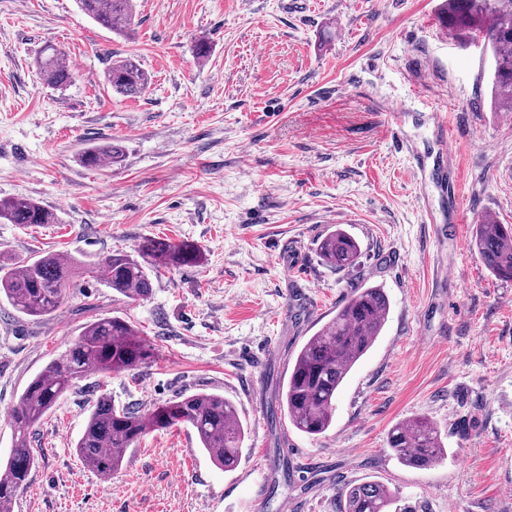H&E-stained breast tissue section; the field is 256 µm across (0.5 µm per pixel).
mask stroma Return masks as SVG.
Returning a JSON list of instances; mask_svg holds the SVG:
<instances>
[{"label": "stroma", "instance_id": "obj_1", "mask_svg": "<svg viewBox=\"0 0 512 512\" xmlns=\"http://www.w3.org/2000/svg\"><path fill=\"white\" fill-rule=\"evenodd\" d=\"M125 39L75 0H0V198L56 216L0 224V254L97 261L146 237L189 242L202 259L159 271L131 301L102 281L69 282L33 320L0 308V460L7 412L87 322L120 316L157 358L92 373L36 428L38 454L15 512H252L244 470L287 476L264 512H337L348 483L379 480L390 512H512V282L469 248L482 216L512 225V112L492 104L490 51L460 37L444 0H135ZM210 46L198 60V43ZM64 49V88L37 69ZM152 75L141 97L103 84L116 58ZM448 120L447 174L430 114ZM120 165L83 167L90 145ZM463 204L448 218L447 192ZM342 228L360 264L338 270L317 242ZM382 287L387 322L346 378L330 428L312 438L267 412L304 341L356 288ZM308 319L295 321L298 306ZM218 393L247 435L237 468L217 467L187 425L152 431L111 480L75 444L97 398L148 410L180 393ZM418 416L447 457L399 462L387 434ZM123 156L122 147L110 141L85 149L80 156V162L86 168L101 169L120 165Z\"/></svg>", "mask_w": 512, "mask_h": 512}]
</instances>
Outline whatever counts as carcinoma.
Masks as SVG:
<instances>
[{
    "label": "carcinoma",
    "instance_id": "cac0c4a2",
    "mask_svg": "<svg viewBox=\"0 0 512 512\" xmlns=\"http://www.w3.org/2000/svg\"><path fill=\"white\" fill-rule=\"evenodd\" d=\"M81 12L118 35L130 31L134 0H76ZM448 25L478 37L492 50L495 62L492 96L499 110L512 112V0H447ZM40 74L50 84L66 86L73 73L65 53L47 44L38 61ZM104 83L126 98L144 94L151 76L132 57L113 61L104 71ZM123 150L106 142L85 149L80 162L101 169L122 162ZM37 226L54 217L39 202L28 198L0 199V223ZM472 247L491 274L512 281V225L483 218L475 225ZM322 260L338 269L359 263L360 245L346 230L337 228L318 243ZM200 253L194 246L145 237L136 254L114 251L93 263L69 254L46 253L20 265L0 259V302L33 319L52 315L62 304L66 285L75 274L102 278L107 287L129 300L151 296V271L157 267L194 266ZM390 304L383 288H357L336 308V315L310 336L298 351L278 394L279 407L299 432L317 437L332 423L336 395L356 363L380 335ZM155 360L154 347L119 316H103L83 327L65 353L49 363L21 393L11 412L13 449L0 463V512H14L16 488L27 484L38 456L31 448L35 427L76 380L89 373H112L146 367ZM180 424L191 425L202 448L217 466L228 471L237 465L245 439L234 405L215 393H181L143 412L116 406L101 396L90 413L75 446L82 465L102 481L120 470L128 450L150 431ZM388 445L408 467L427 468L446 456L441 432L425 416L394 425ZM393 498L385 484L368 480L345 486L339 512H387Z\"/></svg>",
    "mask_w": 512,
    "mask_h": 512
}]
</instances>
